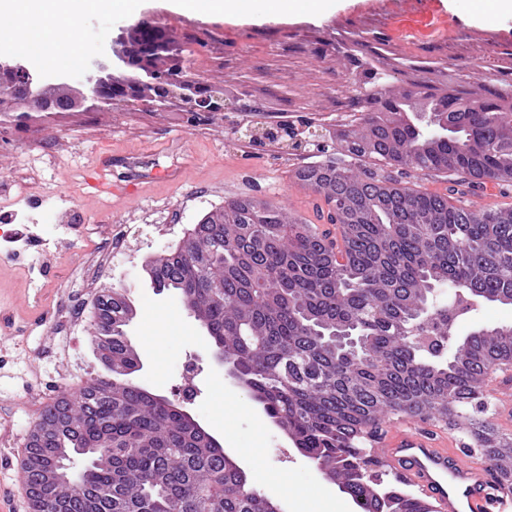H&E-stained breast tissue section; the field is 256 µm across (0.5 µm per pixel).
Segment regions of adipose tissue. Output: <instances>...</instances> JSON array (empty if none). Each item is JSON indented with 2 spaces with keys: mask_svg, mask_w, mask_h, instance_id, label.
Segmentation results:
<instances>
[{
  "mask_svg": "<svg viewBox=\"0 0 512 512\" xmlns=\"http://www.w3.org/2000/svg\"><path fill=\"white\" fill-rule=\"evenodd\" d=\"M138 0H0V12L8 14L13 29L0 39V48L23 56H37L40 65H54L58 55L81 57L84 46L77 40L87 18L108 11L131 18Z\"/></svg>",
  "mask_w": 512,
  "mask_h": 512,
  "instance_id": "ef3b65f1",
  "label": "adipose tissue"
}]
</instances>
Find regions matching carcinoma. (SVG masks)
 I'll return each mask as SVG.
<instances>
[{"mask_svg":"<svg viewBox=\"0 0 512 512\" xmlns=\"http://www.w3.org/2000/svg\"><path fill=\"white\" fill-rule=\"evenodd\" d=\"M170 31L133 25L132 71L152 75L166 54L182 53ZM342 142V157L295 172L324 198L341 237L238 197L151 262V284L180 294L266 415L360 512H432L364 451L392 415L463 432L512 485V434L487 416L484 397L485 370L512 363V325L460 337L455 324L484 304L512 306V207L462 205L468 189L512 185V116L496 98L420 91L382 98ZM406 168L448 178V193L402 184L392 172ZM96 306V335L112 328L95 341L112 377L65 405L76 419L108 420L111 437L84 432L103 440L108 465L93 461L78 486L56 488L59 512H277L177 404L132 382L139 354L118 330L135 317L132 301L114 287ZM340 333L355 346L339 347ZM41 429L30 434L28 479L57 452L38 445Z\"/></svg>","mask_w":512,"mask_h":512,"instance_id":"cac0c4a2","label":"carcinoma"}]
</instances>
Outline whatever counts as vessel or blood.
<instances>
[{
	"mask_svg": "<svg viewBox=\"0 0 512 512\" xmlns=\"http://www.w3.org/2000/svg\"><path fill=\"white\" fill-rule=\"evenodd\" d=\"M485 394L504 402L502 421L512 423V377L491 371ZM375 454L386 470L430 500L435 512H512V492L481 463L459 458L447 443L437 442L407 419H385Z\"/></svg>",
	"mask_w": 512,
	"mask_h": 512,
	"instance_id": "vessel-or-blood-1",
	"label": "vessel or blood"
}]
</instances>
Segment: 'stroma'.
I'll return each mask as SVG.
<instances>
[{"label":"stroma","mask_w":512,"mask_h":512,"mask_svg":"<svg viewBox=\"0 0 512 512\" xmlns=\"http://www.w3.org/2000/svg\"><path fill=\"white\" fill-rule=\"evenodd\" d=\"M432 33L408 25L420 0H330L319 15L276 19L264 9L223 17L177 13L171 0H140L138 19L172 25L201 87L224 94L219 112L186 111L179 98L102 107L87 100L82 76L109 53L131 22L90 18L82 60L42 69L85 98L68 112H0V512H31L16 461L40 414L59 395L105 376L92 341L94 304L122 285L136 308L129 338L145 367L135 383L176 399L181 364L194 366L189 412L237 458L257 490L282 512H356L352 500L294 447L237 381L215 363L213 347L174 291L150 287L143 267L176 249L209 210L240 196L272 201L315 221L319 196L293 178L321 161L314 146L261 138L286 123L336 145L360 125L375 93L419 89L499 98L512 110V17L486 21L482 0H436ZM363 79L369 96L352 98ZM134 189L124 199L94 183ZM77 207L57 253L44 257L58 215ZM131 251L113 255L115 238ZM82 322L69 327L73 305ZM302 490H274L272 479Z\"/></svg>","instance_id":"1"}]
</instances>
